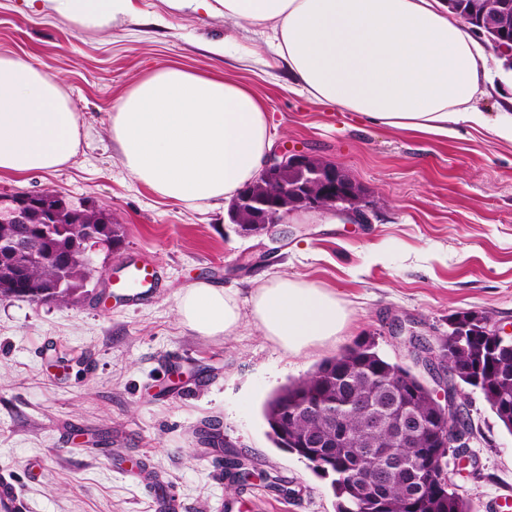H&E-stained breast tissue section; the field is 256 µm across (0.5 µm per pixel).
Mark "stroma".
Returning <instances> with one entry per match:
<instances>
[{
  "label": "stroma",
  "mask_w": 512,
  "mask_h": 512,
  "mask_svg": "<svg viewBox=\"0 0 512 512\" xmlns=\"http://www.w3.org/2000/svg\"><path fill=\"white\" fill-rule=\"evenodd\" d=\"M132 2L98 29L0 0V55L57 80L84 131L61 169L0 175V193L57 190L110 212L122 234L77 302L0 301V469L31 512H153V493L168 489L183 512H336L330 478L275 446L264 405L362 339L406 364L404 337L436 341L461 310L512 332V142L466 126L437 141L364 122L289 92L251 28H236L231 55L217 58L208 47L228 31L223 16ZM171 64L247 86L276 145L334 163L362 188L366 222L295 213L273 234L244 235L227 204L164 200L136 181L112 142V104ZM145 260L159 281L149 301L134 302L114 281ZM262 277L334 292L349 313L344 336L294 357L252 326L205 337L177 313L181 289L199 280L236 289L248 308ZM462 400L478 435L455 482L472 512H496L495 498L512 495V434L478 390L464 388ZM215 430L226 445L210 443ZM230 459L246 479L231 477ZM273 477L284 491L270 488Z\"/></svg>",
  "instance_id": "obj_1"
}]
</instances>
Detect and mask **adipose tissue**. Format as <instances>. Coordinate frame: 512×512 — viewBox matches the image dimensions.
<instances>
[{
    "mask_svg": "<svg viewBox=\"0 0 512 512\" xmlns=\"http://www.w3.org/2000/svg\"><path fill=\"white\" fill-rule=\"evenodd\" d=\"M82 27L104 28L131 0H40ZM177 11L223 15L262 36L290 91L358 113L391 130L440 138L458 125L512 142V98L489 117L488 58L445 0H168ZM112 139L124 167L160 197L189 205L228 200L256 180L274 146L263 104L227 78L165 66L112 106ZM81 124L43 69L0 55V175L53 172L79 150ZM178 314L204 336L233 335L244 319L285 353L335 342L348 314L334 293L274 277L254 288L249 313L232 290L198 281Z\"/></svg>",
    "mask_w": 512,
    "mask_h": 512,
    "instance_id": "1",
    "label": "adipose tissue"
}]
</instances>
